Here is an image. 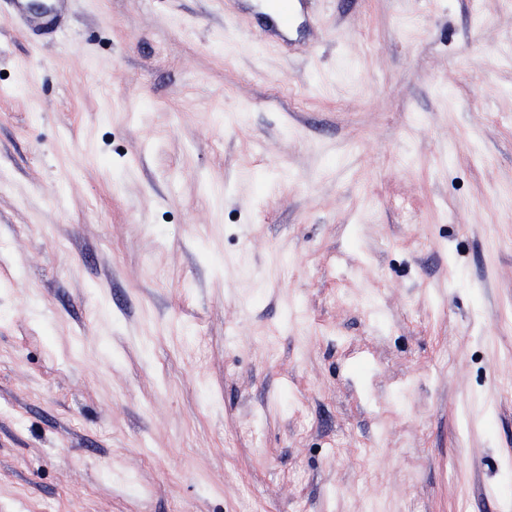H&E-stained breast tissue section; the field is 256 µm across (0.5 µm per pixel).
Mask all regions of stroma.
Here are the masks:
<instances>
[{"instance_id":"35a3bbf8","label":"stroma","mask_w":512,"mask_h":512,"mask_svg":"<svg viewBox=\"0 0 512 512\" xmlns=\"http://www.w3.org/2000/svg\"><path fill=\"white\" fill-rule=\"evenodd\" d=\"M0 0V512H512V0Z\"/></svg>"}]
</instances>
